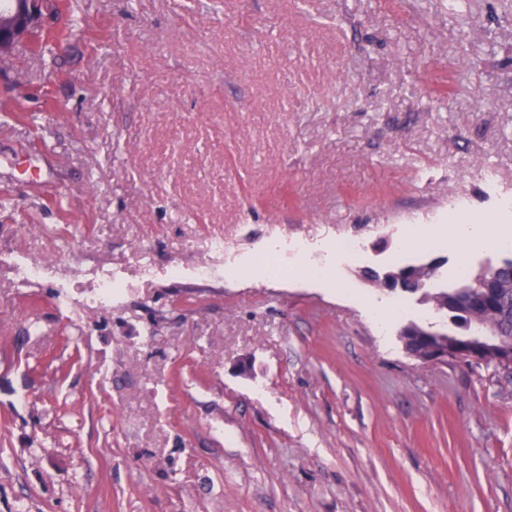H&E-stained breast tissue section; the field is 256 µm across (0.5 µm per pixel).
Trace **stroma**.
<instances>
[{
	"instance_id": "1",
	"label": "stroma",
	"mask_w": 512,
	"mask_h": 512,
	"mask_svg": "<svg viewBox=\"0 0 512 512\" xmlns=\"http://www.w3.org/2000/svg\"><path fill=\"white\" fill-rule=\"evenodd\" d=\"M448 15L68 0L0 61V512H512V370L413 360L430 310L368 277L496 264L450 207L512 225V0ZM205 248L206 261L196 270L200 279L210 278L217 267L224 265V239L222 237L210 239ZM64 254H45L29 256L18 266V275L22 281L33 282L42 278L51 267L64 258ZM112 274H103L97 283L95 291L85 299V311H94L100 306L112 303Z\"/></svg>"
}]
</instances>
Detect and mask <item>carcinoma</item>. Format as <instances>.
Returning a JSON list of instances; mask_svg holds the SVG:
<instances>
[{"instance_id":"carcinoma-1","label":"carcinoma","mask_w":512,"mask_h":512,"mask_svg":"<svg viewBox=\"0 0 512 512\" xmlns=\"http://www.w3.org/2000/svg\"><path fill=\"white\" fill-rule=\"evenodd\" d=\"M392 276L407 275L405 288L422 294L423 300L442 320L448 319V311H456L459 322L449 330L431 323L410 322L399 331V339L405 351L415 360L432 347L448 342V333L455 340L470 334L479 323L495 325L501 336L512 339V258L504 259L496 266H487L475 276L468 277L451 287H432V272L422 269L407 272V267L389 269Z\"/></svg>"}]
</instances>
